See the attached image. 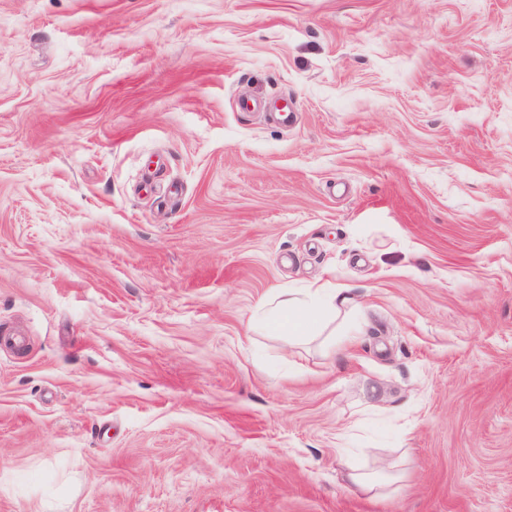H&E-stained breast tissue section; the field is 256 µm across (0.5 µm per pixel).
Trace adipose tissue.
<instances>
[{
  "label": "adipose tissue",
  "mask_w": 512,
  "mask_h": 512,
  "mask_svg": "<svg viewBox=\"0 0 512 512\" xmlns=\"http://www.w3.org/2000/svg\"><path fill=\"white\" fill-rule=\"evenodd\" d=\"M348 301L347 289L313 284L298 292L279 290L271 299L262 301L259 309L265 320L283 335L304 336L312 328L308 317L310 310L319 305L332 308Z\"/></svg>",
  "instance_id": "ef3b65f1"
}]
</instances>
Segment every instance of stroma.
<instances>
[{"mask_svg":"<svg viewBox=\"0 0 512 512\" xmlns=\"http://www.w3.org/2000/svg\"><path fill=\"white\" fill-rule=\"evenodd\" d=\"M16 328L0 512H512V0H0ZM347 294L346 288H325L324 285L316 284L300 292L281 289L271 299L262 301L258 310L264 315V320L274 325L283 335L307 336L312 329L309 311L318 305L336 309V304L349 302ZM399 477L392 472H351L348 474V484L361 492H374V496L388 498L394 491Z\"/></svg>","mask_w":512,"mask_h":512,"instance_id":"1","label":"stroma"}]
</instances>
